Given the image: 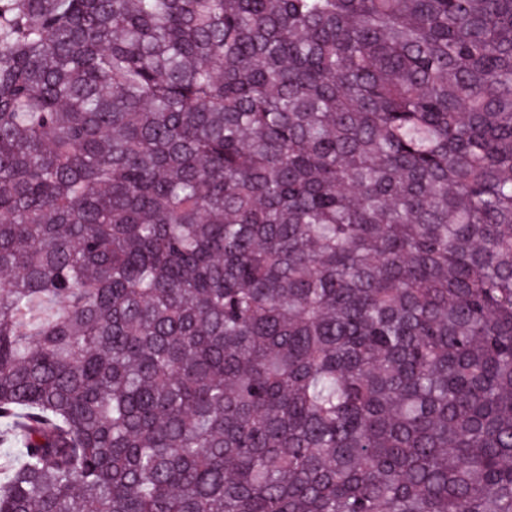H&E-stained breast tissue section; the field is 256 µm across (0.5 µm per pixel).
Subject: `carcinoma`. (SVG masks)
Returning a JSON list of instances; mask_svg holds the SVG:
<instances>
[{"instance_id": "carcinoma-1", "label": "carcinoma", "mask_w": 512, "mask_h": 512, "mask_svg": "<svg viewBox=\"0 0 512 512\" xmlns=\"http://www.w3.org/2000/svg\"><path fill=\"white\" fill-rule=\"evenodd\" d=\"M0 512H512V0H0Z\"/></svg>"}]
</instances>
